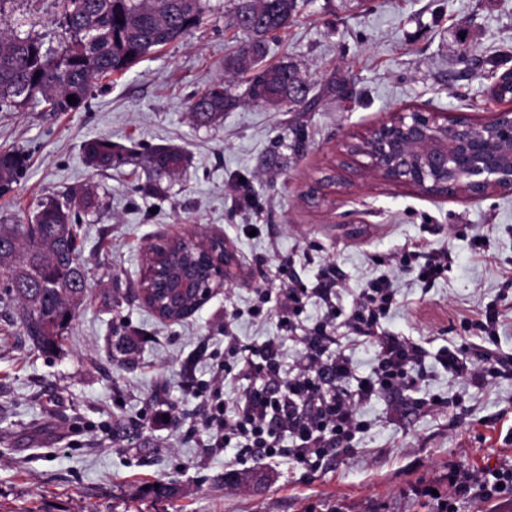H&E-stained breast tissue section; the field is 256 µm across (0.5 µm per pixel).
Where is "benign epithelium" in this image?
Listing matches in <instances>:
<instances>
[{
    "mask_svg": "<svg viewBox=\"0 0 512 512\" xmlns=\"http://www.w3.org/2000/svg\"><path fill=\"white\" fill-rule=\"evenodd\" d=\"M351 140L366 146L350 155L361 167L392 186H408L423 194L442 184L444 197L476 200L494 192L512 193V109L482 121L466 113L393 112ZM194 246L198 275L168 279L159 263L150 280L167 288L172 299L193 288L196 308L232 278L235 255L225 245L182 237Z\"/></svg>",
    "mask_w": 512,
    "mask_h": 512,
    "instance_id": "1",
    "label": "benign epithelium"
}]
</instances>
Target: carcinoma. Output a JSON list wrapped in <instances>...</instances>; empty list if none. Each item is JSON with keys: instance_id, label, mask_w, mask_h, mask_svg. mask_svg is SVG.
Listing matches in <instances>:
<instances>
[{"instance_id": "cac0c4a2", "label": "carcinoma", "mask_w": 512, "mask_h": 512, "mask_svg": "<svg viewBox=\"0 0 512 512\" xmlns=\"http://www.w3.org/2000/svg\"><path fill=\"white\" fill-rule=\"evenodd\" d=\"M61 26L67 42L47 47L29 33L0 32V106L41 99L54 112H68V96L87 97L91 80L128 71L145 55L195 28L202 0L189 11L182 0H60ZM296 0H237L231 20L249 40L224 64L235 74L252 73L246 95L253 102L309 110L315 99L296 69L287 64L256 68L265 53V37L288 26ZM238 104L224 84H213L195 96L187 109L200 125L212 124ZM87 164L109 170L123 160L106 137L83 144ZM160 176L178 174L188 163L179 148L162 145L147 157ZM22 162L14 152L0 153V190L12 185ZM99 205L94 187L84 186L62 204L40 199L30 225L0 224V306L17 307L24 335L38 349L56 351L86 296V274L79 261L76 216ZM194 304L175 312L155 311L163 321L179 322L193 314Z\"/></svg>"}]
</instances>
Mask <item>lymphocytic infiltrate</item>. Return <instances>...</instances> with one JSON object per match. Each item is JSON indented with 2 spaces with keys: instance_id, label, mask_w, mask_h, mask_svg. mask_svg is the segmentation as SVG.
<instances>
[{
  "instance_id": "1",
  "label": "lymphocytic infiltrate",
  "mask_w": 512,
  "mask_h": 512,
  "mask_svg": "<svg viewBox=\"0 0 512 512\" xmlns=\"http://www.w3.org/2000/svg\"><path fill=\"white\" fill-rule=\"evenodd\" d=\"M398 263L426 288L447 272L449 256L444 251H408ZM340 296L337 288L310 290L284 283L261 298L262 303H274L280 335L246 345L232 329H225L224 357L214 364L215 404L202 421L209 448L235 449L240 459L290 456L315 469L328 452H346L356 434L364 432L361 405L377 395L420 385V369L431 354L413 338L381 328L382 319L399 303L392 280L381 275L367 281L348 311L340 307ZM310 301L323 308L324 315L303 330L298 318ZM287 338L302 346L289 364L282 358V342ZM360 338L371 340L376 348L375 366L367 376L357 375L346 353L347 344ZM469 350L463 343L434 355L458 380L485 385L505 374L507 364L498 352L488 348L474 360ZM233 380L245 382L246 387L229 402L222 399L220 387ZM448 486L457 494L474 492L482 502L501 490H512V469L480 470L462 482L452 476Z\"/></svg>"
}]
</instances>
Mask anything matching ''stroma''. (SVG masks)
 <instances>
[{
	"label": "stroma",
	"instance_id": "35a3bbf8",
	"mask_svg": "<svg viewBox=\"0 0 512 512\" xmlns=\"http://www.w3.org/2000/svg\"><path fill=\"white\" fill-rule=\"evenodd\" d=\"M234 7L206 0L196 28L125 75L94 80L76 110L0 108V152L25 158L0 196V224L26 221L41 198L86 184L100 197L77 226L87 295L60 350L35 348L16 310L0 308V512H432L424 492H446L450 471L512 465V377L474 387L431 359L419 388L362 406L366 431L318 469L288 457L239 461L231 448L209 455L206 433H188L211 401L199 386L210 378L208 353L224 348L226 315L243 343L278 335L277 311L254 318L249 310L259 291L278 287L288 262L310 287L320 262H335L348 309L395 256L417 246L448 251L451 266L429 290L397 275L400 304L384 328L434 353L465 342L459 314L494 303L498 336L480 343L512 355V301L499 298L512 275V194L431 197L340 163L346 140L403 107L480 120L502 110L488 88L512 70V0H298L261 64L294 65L311 81L318 103L308 112L253 103L225 73L246 39L230 23ZM1 29L34 31L48 46L65 36L55 0H17ZM462 36L472 46L466 62ZM332 78L347 96L325 92ZM221 81L238 106L214 126L194 125L189 100ZM96 137L132 157L107 171L88 167L82 145ZM162 144L181 147L191 163L165 196L151 197L141 191L140 159ZM186 234L222 236L238 256L237 275L187 319L164 322L133 288L147 247ZM129 329L136 354L122 365L109 339ZM432 396L447 407L415 409ZM158 409L170 412L168 423H151ZM232 471L266 481L233 487L224 481ZM157 481L176 496L147 493Z\"/></svg>",
	"mask_w": 512,
	"mask_h": 512
}]
</instances>
